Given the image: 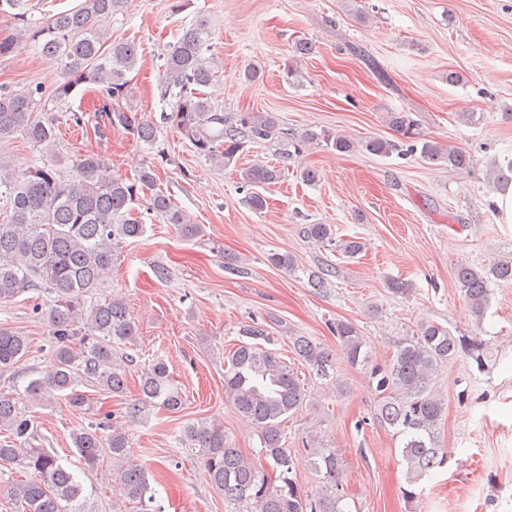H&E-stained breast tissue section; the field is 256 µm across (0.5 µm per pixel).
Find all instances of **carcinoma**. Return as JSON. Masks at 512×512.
Instances as JSON below:
<instances>
[{"instance_id": "1", "label": "carcinoma", "mask_w": 512, "mask_h": 512, "mask_svg": "<svg viewBox=\"0 0 512 512\" xmlns=\"http://www.w3.org/2000/svg\"><path fill=\"white\" fill-rule=\"evenodd\" d=\"M125 0H82L74 9L43 21L28 17L25 0H0V14L14 20L16 33L0 39V57L31 46L40 56L60 63V80L51 97L70 98L82 84L99 86L102 104L94 114V132L103 139L122 131L154 148L157 126L138 116L126 104L131 96L130 73L138 63L139 44L114 39L107 29L112 16L124 8ZM210 30L203 16L186 28L166 54L161 83L163 96L171 98L164 122L189 140L198 154L218 165L237 162L246 144L284 139L282 121L273 112L224 113L205 97L201 88L216 77L214 59L206 56ZM42 86L19 90L0 87V143L20 135L39 153L36 160L18 168L0 156V303L29 290L44 288L52 295L44 313L52 339V365L30 378L18 395L0 393V465L28 475L12 486L11 495L22 512H85L82 486L75 471L60 463L43 448L33 446V420L21 403L48 407L64 398L74 410H83L84 395L77 387L95 385L120 397L127 390V368L135 362L130 350L137 346L138 326L122 297L101 294L99 289L118 260L123 245L142 237L146 224L136 210L163 224H172L186 240L203 235L169 195L157 187L153 167L142 165L136 177L112 174L100 155L87 152L71 160V174L62 171L56 149L52 109L42 102ZM391 126L406 141L408 150L420 151L430 163L443 162L448 170L469 172L474 167L466 151L446 146L422 134L409 112H393ZM323 143L338 152L361 147L370 154L387 156L397 149L389 140L370 138L360 144L330 130H308L284 144L281 158L300 152L308 143ZM285 167L257 162L240 170L241 180L255 188L248 204L256 211L267 205L258 189L278 184ZM499 185L512 182V159L493 166ZM302 234L316 244L334 241L330 224H306ZM336 268H319L308 274V284L322 289ZM454 276L476 317L489 301V283L512 280V260L500 259L487 268L469 264L455 268ZM347 362L370 370L379 404L375 418L403 438L402 456L407 463V503L419 500L417 486L430 471L441 467L446 456L437 445V430L445 403L432 393L438 369L462 352L480 351L485 343L453 335L433 322L423 323L415 335L405 339L387 365H375L366 342L350 322L331 325ZM241 340L228 357L224 371V396L240 417L259 429L265 456L272 470L245 459L231 446L221 422L196 421L184 426L182 445L195 450L210 483L224 499L247 508V512H345L343 464L334 448L306 442L308 465L323 475L318 495L305 496L293 472L296 455L285 446L280 418L300 406L306 398L304 384L281 358L265 347L270 341L266 326L254 322L240 329ZM298 358L324 379L331 377L332 354L306 336L290 337ZM30 341L0 327V374L13 371L27 359ZM155 404L171 413L181 411L184 399L167 363L156 359L141 370L140 397L128 404L134 417L141 406ZM82 471L99 468L104 457L112 459V478L124 495L149 512L153 502L148 473L131 458L125 431L114 424L99 423L71 434Z\"/></svg>"}]
</instances>
